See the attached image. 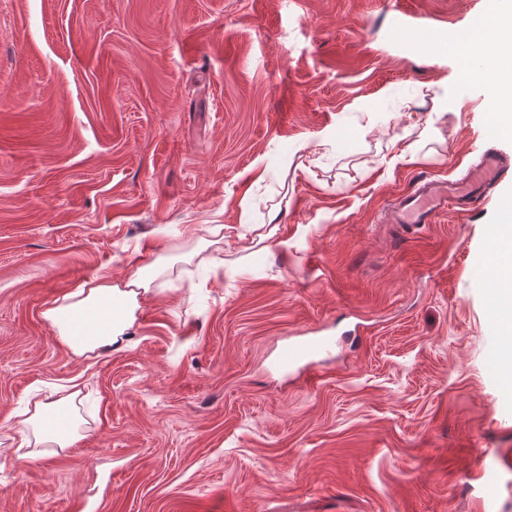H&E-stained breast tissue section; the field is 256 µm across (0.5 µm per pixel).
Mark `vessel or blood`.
I'll use <instances>...</instances> for the list:
<instances>
[{"instance_id":"b4317fda","label":"vessel or blood","mask_w":512,"mask_h":512,"mask_svg":"<svg viewBox=\"0 0 512 512\" xmlns=\"http://www.w3.org/2000/svg\"><path fill=\"white\" fill-rule=\"evenodd\" d=\"M509 67H512V57L508 55L490 62L477 58L464 72L462 81L469 84L480 79L489 80L498 71ZM511 168V158L490 148L483 153L479 164L464 181L448 183L419 178L416 189L401 197L391 210L390 221L418 229L433 223L435 215L448 208L460 214L471 213L477 209L486 191L497 184ZM325 348L326 343L321 339L291 345L282 351L280 360L287 366L301 363L310 365L311 370L306 375L304 384L306 388L312 389L321 382L320 376L313 372L312 367L316 357Z\"/></svg>"}]
</instances>
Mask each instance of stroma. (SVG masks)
Masks as SVG:
<instances>
[{"label":"stroma","instance_id":"35a3bbf8","mask_svg":"<svg viewBox=\"0 0 512 512\" xmlns=\"http://www.w3.org/2000/svg\"><path fill=\"white\" fill-rule=\"evenodd\" d=\"M480 14L0 0V512H512V331L475 272L512 172L418 235L386 221L416 176L512 156L447 42ZM144 255L129 346L73 355L44 310ZM317 336L309 390L277 358ZM55 386L81 437L22 457L17 414Z\"/></svg>","mask_w":512,"mask_h":512}]
</instances>
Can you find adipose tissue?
Here are the masks:
<instances>
[{
	"label": "adipose tissue",
	"instance_id": "obj_1",
	"mask_svg": "<svg viewBox=\"0 0 512 512\" xmlns=\"http://www.w3.org/2000/svg\"><path fill=\"white\" fill-rule=\"evenodd\" d=\"M512 29V9L487 14L468 31L460 61L469 65L472 57L487 59L511 53L512 45L493 39L498 30ZM495 255L491 280L498 283L493 313L500 320L512 319V225L501 224L493 231ZM159 272L158 261H149L128 273L123 284L107 276L92 278L64 296L61 303L48 307L44 316L57 326L61 338L78 356L104 354L127 346L129 332L136 322L140 294L149 292ZM76 392L36 404L17 423L23 443L66 448L79 438L74 419Z\"/></svg>",
	"mask_w": 512,
	"mask_h": 512
}]
</instances>
